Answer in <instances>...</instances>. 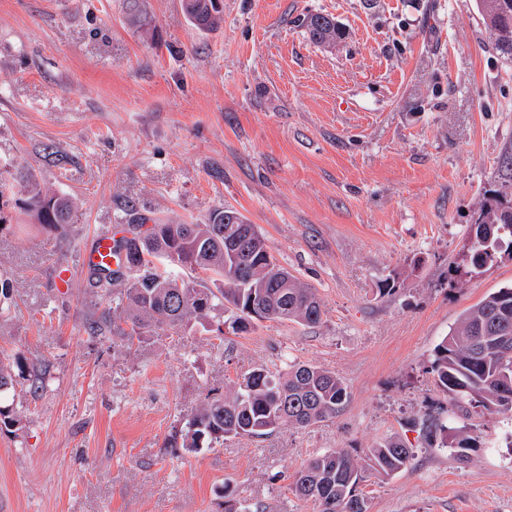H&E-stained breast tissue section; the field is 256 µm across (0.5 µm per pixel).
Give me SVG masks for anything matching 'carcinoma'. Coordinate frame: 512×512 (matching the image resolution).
I'll return each mask as SVG.
<instances>
[{
	"mask_svg": "<svg viewBox=\"0 0 512 512\" xmlns=\"http://www.w3.org/2000/svg\"><path fill=\"white\" fill-rule=\"evenodd\" d=\"M184 12L199 30L217 26L223 14L221 0H183ZM480 15L496 53L512 60V4L509 0H480ZM309 38L333 45L343 33L328 15L310 13L302 19ZM27 198L22 209L33 223L52 232L68 223L69 198L41 188L26 178ZM251 233L247 247L235 255L228 247L229 225ZM475 233H492V252L467 250V264L455 266L470 276L502 256L512 257V201L493 199L482 204ZM132 237L116 241L117 268L91 267V277L108 300L121 310L124 325L112 323V333L131 341L146 332L177 331L195 320L218 319L215 332L224 328L244 332L255 320L315 325L322 319V304L314 291L296 277L288 287L278 278L285 268L271 255L255 226L235 210H214L207 224L129 225ZM251 268L250 279L232 276L235 261ZM133 270V280L124 270ZM191 282L179 280L184 272ZM431 372L449 396L485 410L512 411V287L501 288L464 312L459 323L436 346ZM14 388L11 363L0 359V398ZM349 392L336 373L323 367L295 363L274 378L262 367L247 373L224 396H209L185 422L168 446L190 451L203 443H220L238 436L259 437L281 425L306 428L338 416ZM442 446L453 449L456 460L469 461L471 437L462 430L448 433L435 424ZM412 449L387 439L367 449L364 461L337 448L310 459L295 473L292 491L313 506V512H370L367 499L357 492L366 469L390 476L405 469Z\"/></svg>",
	"mask_w": 512,
	"mask_h": 512,
	"instance_id": "obj_1",
	"label": "carcinoma"
}]
</instances>
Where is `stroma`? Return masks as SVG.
Returning a JSON list of instances; mask_svg holds the SVG:
<instances>
[{
  "instance_id": "obj_1",
  "label": "stroma",
  "mask_w": 512,
  "mask_h": 512,
  "mask_svg": "<svg viewBox=\"0 0 512 512\" xmlns=\"http://www.w3.org/2000/svg\"><path fill=\"white\" fill-rule=\"evenodd\" d=\"M139 9L137 25L128 0H0V168L73 201L60 236L17 207L23 185L0 199V358L22 419L0 430V512H224L228 481L243 505L312 512L289 490L304 462L388 438L414 458L366 472L370 512H512V412L456 402L430 372L464 311L512 285L508 257L448 273L481 204L512 183V63L476 0H224L211 31L182 0ZM310 12L344 39L313 43L298 24ZM221 206L314 289L321 323L219 338L194 322L130 343L102 330L110 303L81 261L97 233L202 224ZM295 363L343 379L339 416L168 447L207 395ZM434 420L473 437L468 463L428 438Z\"/></svg>"
}]
</instances>
